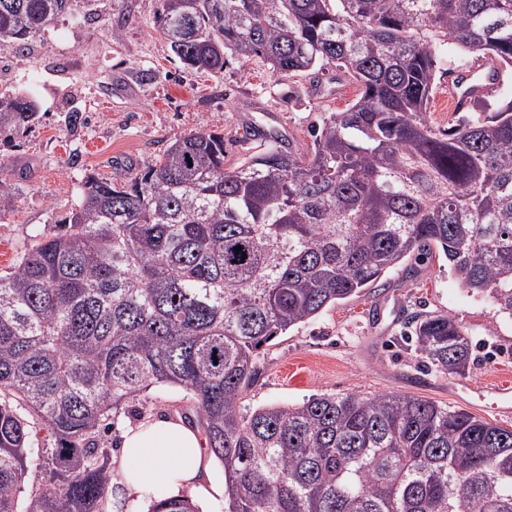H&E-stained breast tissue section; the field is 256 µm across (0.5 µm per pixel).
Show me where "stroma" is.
<instances>
[{
	"mask_svg": "<svg viewBox=\"0 0 512 512\" xmlns=\"http://www.w3.org/2000/svg\"><path fill=\"white\" fill-rule=\"evenodd\" d=\"M158 0H72L67 14L30 37L24 50L0 49V93L24 96L37 118L0 147V274L31 235L56 233L81 198L85 174L111 177L117 164L154 160L193 131L224 135L226 164L246 154L243 128L273 129L306 148L311 126L343 111L357 90L316 89L305 76H278L256 63L222 74L185 70L154 24ZM415 311L460 322L477 358L466 375L427 367L406 338ZM512 384V317L461 288L438 252L408 258L369 294L336 303L265 346L243 406L295 405L314 394L398 392L446 404L512 429L495 412L494 384ZM180 388L154 386L124 406L105 434L141 416H180Z\"/></svg>",
	"mask_w": 512,
	"mask_h": 512,
	"instance_id": "obj_1",
	"label": "stroma"
}]
</instances>
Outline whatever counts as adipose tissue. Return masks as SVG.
Segmentation results:
<instances>
[{
  "mask_svg": "<svg viewBox=\"0 0 512 512\" xmlns=\"http://www.w3.org/2000/svg\"><path fill=\"white\" fill-rule=\"evenodd\" d=\"M123 451L112 459V480L142 512L162 499L205 502L224 494L213 481L205 437L179 418H146L122 433Z\"/></svg>",
  "mask_w": 512,
  "mask_h": 512,
  "instance_id": "ef3b65f1",
  "label": "adipose tissue"
}]
</instances>
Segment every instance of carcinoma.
I'll use <instances>...</instances> for the list:
<instances>
[{"mask_svg": "<svg viewBox=\"0 0 512 512\" xmlns=\"http://www.w3.org/2000/svg\"><path fill=\"white\" fill-rule=\"evenodd\" d=\"M69 8L0 0V47ZM155 24L187 69L334 68L358 94L303 152L267 135L226 167L224 134L198 131L122 176L88 174L60 231L23 243L0 275V512H129L103 433L157 385L192 403L225 512H512V429L463 409L355 391L242 406L264 345L410 256L441 251L512 316V99L446 129L428 112L446 49L512 68V0H159ZM35 115L0 94V144ZM406 325L435 370H469L453 317Z\"/></svg>", "mask_w": 512, "mask_h": 512, "instance_id": "obj_1", "label": "carcinoma"}]
</instances>
